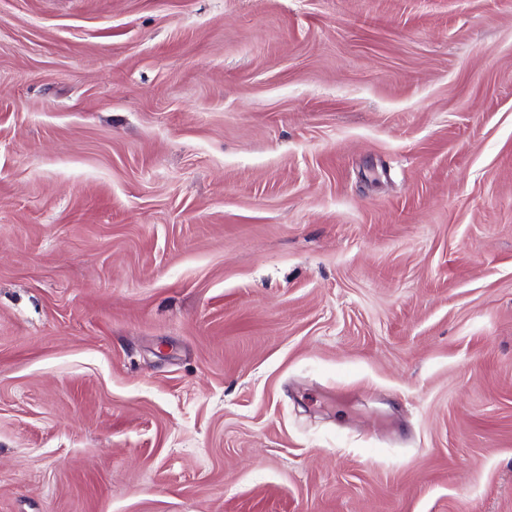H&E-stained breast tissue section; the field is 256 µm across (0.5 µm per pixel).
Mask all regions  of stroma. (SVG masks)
<instances>
[{
	"label": "stroma",
	"mask_w": 512,
	"mask_h": 512,
	"mask_svg": "<svg viewBox=\"0 0 512 512\" xmlns=\"http://www.w3.org/2000/svg\"><path fill=\"white\" fill-rule=\"evenodd\" d=\"M0 512H512V0H0Z\"/></svg>",
	"instance_id": "1"
}]
</instances>
